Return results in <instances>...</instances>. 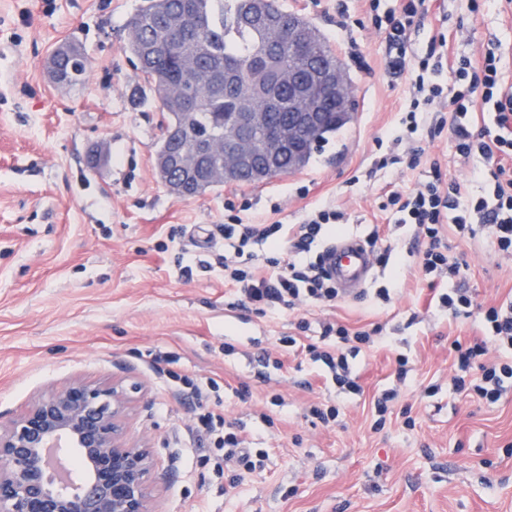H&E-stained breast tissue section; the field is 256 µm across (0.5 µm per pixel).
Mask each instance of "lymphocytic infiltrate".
Returning <instances> with one entry per match:
<instances>
[{
    "mask_svg": "<svg viewBox=\"0 0 512 512\" xmlns=\"http://www.w3.org/2000/svg\"><path fill=\"white\" fill-rule=\"evenodd\" d=\"M400 2L399 9L374 16L373 24L385 38L387 74L413 78L403 120L404 135L417 132L422 113H436L433 134L449 132L459 156L479 159L481 166L475 177L481 190L472 196L463 194L460 183L445 179L440 166L434 164L410 191L387 190L380 207L393 209L397 224L409 226L415 240L423 242L424 248L418 253L423 278L431 283L444 278L452 281V288L438 295L439 310L466 317L473 300L467 289L457 287L456 281L467 263L463 257L452 255L447 239H472L482 229L500 254L512 256V86L504 81L503 57L493 47L477 57L456 55L446 59L433 49L422 56L411 53L410 32L425 11V0ZM443 74L455 86L453 95L444 93L439 81ZM480 108L487 109L492 119L476 131L471 119ZM404 135L394 136V144H401ZM345 221L343 212L328 207L311 211L293 228L286 259L270 253L278 225H224V252L218 255L216 265L236 286L231 308L251 306L264 315L290 310L300 303L335 301L339 290L324 266L328 244L322 231L327 225ZM262 265L269 267V274H258ZM481 321L483 340L469 345L457 340L452 343V388L492 406L512 389V301L488 307ZM382 331L379 325L353 333L341 324H323L320 345L308 348L310 359L340 389L359 392L350 360L375 344ZM492 348L498 355L490 360L486 354ZM214 386L211 380L186 378L175 393L193 404L198 421L195 433L200 439L222 448L225 461L252 469V449L226 427L223 416L204 406Z\"/></svg>",
    "mask_w": 512,
    "mask_h": 512,
    "instance_id": "obj_1",
    "label": "lymphocytic infiltrate"
}]
</instances>
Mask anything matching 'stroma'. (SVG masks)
Here are the masks:
<instances>
[{"instance_id": "35a3bbf8", "label": "stroma", "mask_w": 512, "mask_h": 512, "mask_svg": "<svg viewBox=\"0 0 512 512\" xmlns=\"http://www.w3.org/2000/svg\"><path fill=\"white\" fill-rule=\"evenodd\" d=\"M471 1L427 0L411 48L423 54L442 33L449 53L470 55L498 39L512 83V0H475V11ZM280 3L310 20L341 60L356 100L351 122L299 171L181 198L154 170L162 107L123 50L140 0H0V418L75 375L141 386L129 432L172 472L158 480L160 512H512V390L489 406L451 388V343L479 339L482 311L512 299V258L484 234L456 242L474 306L453 317L436 308L407 255L410 229L378 208L384 188H414L435 161L477 192L476 163L423 126L418 170H374L382 141L402 127L409 81L386 74L369 0ZM73 39L89 75L61 87L46 65ZM324 202L346 212V234L383 229L400 275L377 271L369 285L392 284V302L341 296L281 314L226 311L234 287L209 266L224 250L218 225L238 217L288 226ZM302 319L311 325L303 334ZM328 321L383 327L382 342L354 361L359 394L339 393L309 360L305 347ZM293 334L300 348L281 347ZM264 351L281 366L263 380ZM161 352L170 357L162 371L153 364ZM401 354L410 366L403 381ZM174 373L217 382L212 401L266 450L260 467L222 465V450L193 438L192 407L170 389ZM392 388L398 397L374 430L373 402ZM275 392L281 405L270 403ZM313 404L339 406L336 423L312 422Z\"/></svg>"}]
</instances>
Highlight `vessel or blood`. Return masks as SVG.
Masks as SVG:
<instances>
[{"label":"vessel or blood","instance_id":"obj_1","mask_svg":"<svg viewBox=\"0 0 512 512\" xmlns=\"http://www.w3.org/2000/svg\"><path fill=\"white\" fill-rule=\"evenodd\" d=\"M325 267L346 296L361 293L371 279L374 259L367 244L354 236L336 239L328 248Z\"/></svg>","mask_w":512,"mask_h":512}]
</instances>
